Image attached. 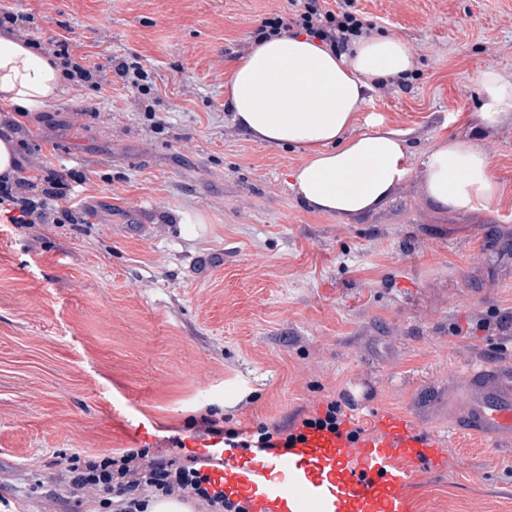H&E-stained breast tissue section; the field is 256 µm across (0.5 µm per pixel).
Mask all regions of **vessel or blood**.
Masks as SVG:
<instances>
[{
  "instance_id": "1",
  "label": "vessel or blood",
  "mask_w": 512,
  "mask_h": 512,
  "mask_svg": "<svg viewBox=\"0 0 512 512\" xmlns=\"http://www.w3.org/2000/svg\"><path fill=\"white\" fill-rule=\"evenodd\" d=\"M464 382L489 395L454 415L457 435L511 447L512 382L494 380L484 367L469 370ZM369 420L361 432L348 423L310 428L278 450L243 453L192 436L181 445L207 460L212 487L247 512H415L416 485L444 469L447 444L401 412L380 410Z\"/></svg>"
}]
</instances>
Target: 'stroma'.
I'll return each mask as SVG.
<instances>
[{"mask_svg":"<svg viewBox=\"0 0 512 512\" xmlns=\"http://www.w3.org/2000/svg\"><path fill=\"white\" fill-rule=\"evenodd\" d=\"M372 33L406 39L410 86L370 92L360 118L411 130L421 152L477 138L501 187L494 214L448 213L420 173L353 224L290 187L304 159L243 136L224 75L288 0H0L25 38L63 35L97 71L22 118L28 174H85L84 224L0 223V512H105L27 498L53 453L178 455L207 409L253 435L391 409L448 439L415 512H512V450L460 438L445 388L469 368L512 374V124L481 132L473 78L512 81V0H357ZM139 59L150 103L124 87Z\"/></svg>","mask_w":512,"mask_h":512,"instance_id":"obj_1","label":"stroma"}]
</instances>
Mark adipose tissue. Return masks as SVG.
Returning <instances> with one entry per match:
<instances>
[{
  "label": "adipose tissue",
  "instance_id": "1",
  "mask_svg": "<svg viewBox=\"0 0 512 512\" xmlns=\"http://www.w3.org/2000/svg\"><path fill=\"white\" fill-rule=\"evenodd\" d=\"M411 68L406 40L367 35L341 55L321 41L282 35L253 44L224 80V108L234 124L267 146H293L304 155L291 187L311 211L351 220L385 207L413 171L435 206L490 210L500 188L491 159L474 139H442L420 155L408 133L381 121L358 126L368 91ZM480 126L512 122V81L494 70L476 73ZM67 76L50 55L14 31L0 32V176L15 175L14 113L35 112L64 94Z\"/></svg>",
  "mask_w": 512,
  "mask_h": 512
}]
</instances>
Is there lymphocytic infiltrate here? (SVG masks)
I'll use <instances>...</instances> for the list:
<instances>
[{
    "label": "lymphocytic infiltrate",
    "mask_w": 512,
    "mask_h": 512,
    "mask_svg": "<svg viewBox=\"0 0 512 512\" xmlns=\"http://www.w3.org/2000/svg\"><path fill=\"white\" fill-rule=\"evenodd\" d=\"M356 0H339L329 9L327 0H289L287 14L266 17L253 33L261 41L284 33L304 34L320 40L331 51L346 52L350 43L367 30L356 15ZM80 174L63 168L47 169L40 181L24 173L0 179V214L10 224H81L80 210L69 207ZM59 468L69 491L101 498L110 512H142L149 497L176 496L190 499L197 512H245L223 493L209 490L198 457L160 455L146 448H126L94 458L80 453L56 452Z\"/></svg>",
    "instance_id": "1"
}]
</instances>
